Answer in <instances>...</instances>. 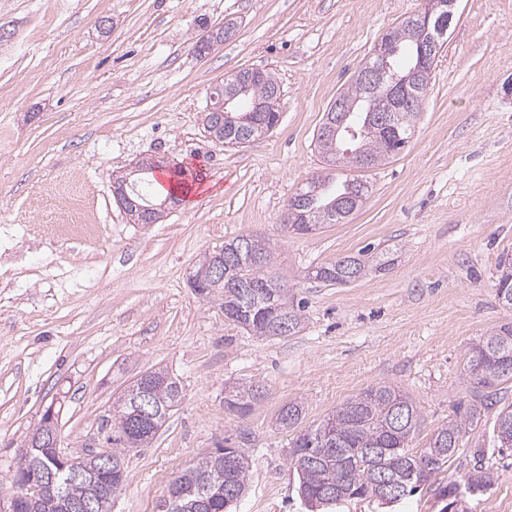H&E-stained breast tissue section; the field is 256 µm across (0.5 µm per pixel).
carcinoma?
<instances>
[{"label": "carcinoma", "mask_w": 512, "mask_h": 512, "mask_svg": "<svg viewBox=\"0 0 512 512\" xmlns=\"http://www.w3.org/2000/svg\"><path fill=\"white\" fill-rule=\"evenodd\" d=\"M391 46L388 58L389 74L402 77L414 69L419 60L420 32L415 18L410 16L385 34ZM355 72L348 86L336 100L347 109L346 124L359 131V137L346 145L343 133L327 136L317 133L315 147L323 160L333 167H348L346 148L369 160L376 168L398 155L414 133L415 123L426 96L429 79L408 86L403 99L388 103ZM247 83V90L238 94L228 109L234 116L253 113L255 106L264 105L257 124L242 132L206 109L202 117L205 132L222 144L243 146L270 132L279 122L281 94L273 73L257 77L251 70H240L224 79L217 96H227L238 83ZM319 190L301 201L298 212L307 215L309 223H283L291 232L308 234L329 224H343L358 211L363 201L357 199L362 181L329 173L316 179ZM224 248V281L206 284L204 297L220 302L224 317L255 336H278L280 324L287 320L292 330L302 323L301 309L290 304L285 313L275 311L282 281L268 271L271 252L262 245L258 254L250 251L246 235H238L222 245ZM391 261L360 250L316 267L313 276L328 285L352 283L372 272L386 270ZM512 296V255L504 253L497 265L495 295ZM463 370L471 380L472 402L456 411L448 423L423 438L422 449L412 442L419 436L421 414L409 397L390 385L370 387L342 404L320 423L300 432L292 442L289 457L299 479L298 491L310 512H332L346 499L380 498L381 480L387 479L400 489V497L413 493L427 483H438L440 496L454 506L453 512H468L467 490L482 494L495 482L494 473L475 463L466 473L463 483L445 484L437 481L448 468V461L472 434L484 417L494 416V432L498 447L512 448V404L501 403L499 386L512 382V324L490 329L467 348L463 354ZM157 378L149 385L151 397L160 407L173 405L182 397L178 380L158 370ZM141 384L134 383L113 409L112 419L117 436L109 437L114 445L112 459L125 465V452L142 448L148 442L130 439L127 425L132 422V401ZM262 397L253 384H236L225 389L224 403L241 413L248 412ZM302 404L290 402L283 406L277 422L284 429H294L302 420ZM43 427L31 433V444L24 454L41 469L54 468V452L40 442ZM252 468L249 455L240 448H219L199 458L185 468L174 480L179 494V512H231L246 490ZM89 497L87 484L78 481L65 487V501L49 495L31 497L20 502L19 512H72L69 506Z\"/></svg>", "instance_id": "carcinoma-1"}]
</instances>
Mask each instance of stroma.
Masks as SVG:
<instances>
[{"instance_id":"stroma-1","label":"stroma","mask_w":512,"mask_h":512,"mask_svg":"<svg viewBox=\"0 0 512 512\" xmlns=\"http://www.w3.org/2000/svg\"><path fill=\"white\" fill-rule=\"evenodd\" d=\"M422 0H0V497L14 493L27 435L47 407L73 456L102 448L112 404L140 375L164 369L183 399L153 441L128 451L112 512H162L174 476L217 448L253 468L236 512H308L276 416L303 402L319 423L367 387L388 383L419 406L423 432L470 398L467 346L512 323L495 297L512 252V0H458L408 146L364 172L372 190L347 223L283 232L288 200L323 174L322 118L382 37ZM110 18L109 33L99 31ZM235 20L215 51L205 30ZM274 71L280 120L242 147L202 129L212 88L242 69ZM204 169V190L136 224L115 178L141 159ZM76 191L95 237L50 239L57 188ZM242 234L269 240L272 271L301 302L288 336L257 338L189 285L198 260ZM387 270L329 286L310 269L365 246ZM266 388L245 414L224 388ZM493 419L448 462L497 472L470 512H512V449ZM426 487L401 501L347 500L335 512H445Z\"/></svg>"}]
</instances>
